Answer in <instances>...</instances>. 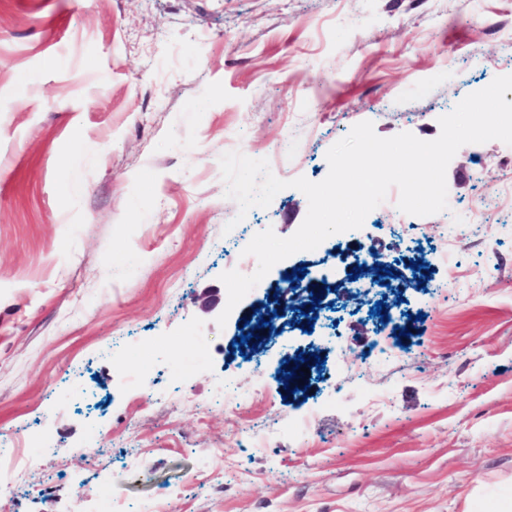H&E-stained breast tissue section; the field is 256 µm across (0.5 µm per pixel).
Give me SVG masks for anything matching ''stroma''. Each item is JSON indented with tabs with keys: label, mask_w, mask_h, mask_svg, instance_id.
I'll list each match as a JSON object with an SVG mask.
<instances>
[{
	"label": "stroma",
	"mask_w": 512,
	"mask_h": 512,
	"mask_svg": "<svg viewBox=\"0 0 512 512\" xmlns=\"http://www.w3.org/2000/svg\"><path fill=\"white\" fill-rule=\"evenodd\" d=\"M507 74L512 0H0V440L41 446L0 512H77L104 482L123 512H512V146H462L446 211L385 200L215 323L220 274L308 209L290 187L239 216L222 154L318 182L355 124L430 141ZM340 248L418 283L338 295ZM299 267L322 320L282 316L241 367ZM379 301L401 335L371 358ZM299 351L323 363L294 392Z\"/></svg>",
	"instance_id": "stroma-1"
}]
</instances>
